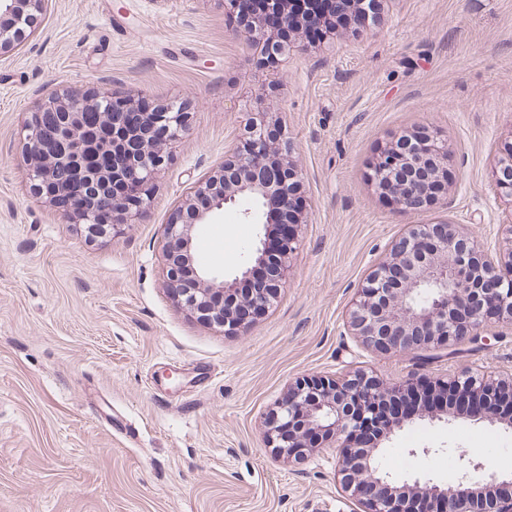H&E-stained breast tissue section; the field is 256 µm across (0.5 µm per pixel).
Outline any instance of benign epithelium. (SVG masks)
Instances as JSON below:
<instances>
[{"instance_id": "7a95c632", "label": "benign epithelium", "mask_w": 512, "mask_h": 512, "mask_svg": "<svg viewBox=\"0 0 512 512\" xmlns=\"http://www.w3.org/2000/svg\"><path fill=\"white\" fill-rule=\"evenodd\" d=\"M48 0H0V54L12 51L30 35L37 17ZM266 6L280 15L285 27L296 24L285 9L287 0H265ZM244 37L264 53L280 55L289 42L278 38L265 14L256 13L244 23ZM131 100L107 90L82 93L75 89H49L26 122L21 151L30 166L34 183H56V190L67 194L72 183L80 181L93 201L108 204L115 228L133 224L145 208L147 186L163 162L152 127L160 116L176 141L189 131V112L185 103H171L158 114H146L143 126L124 134L137 152L122 170H108L98 162L109 148V132L123 125ZM94 110L100 125L88 129L83 114ZM55 112L60 120L53 141H47L41 116ZM265 113L249 118L243 139L230 148V158L198 186L193 196L177 207L165 225L164 285L176 303L193 308L200 322L221 332L246 328L233 319L229 303L236 297L233 284L251 278L260 265L270 264L263 287L247 298L256 314L266 312L275 302L288 274L290 257L297 249L299 228L305 223L307 207L297 208L293 192H302L297 166L284 160V168L274 169L268 162L273 148L266 137ZM432 140L421 131L408 139L401 135L378 153L374 167L389 174L375 185L379 194L402 212L445 203L448 194V155L436 146L428 153L419 142ZM133 179L141 188L139 200L119 206L101 195L110 182ZM497 187L512 205V144L504 149L497 171ZM279 206L278 223L288 225L279 239V256L269 263L268 241L271 224L270 204ZM228 206H236L244 221L262 227L263 234L248 251L232 282L215 275L194 260L196 231L212 223ZM78 223L100 234L97 210L82 209ZM189 265L193 287H180L183 265ZM512 329V248L505 253L484 249L462 237L446 222L410 224L389 253L378 260L357 291L352 303L348 328L379 354L412 352L426 348L450 349L465 341L481 343L492 325ZM421 383L443 390L481 396L485 409L471 414L476 420L501 423L500 408L512 407V372L508 378L472 375L429 377L416 371L405 387L395 388L380 378L356 372L347 378L330 374L307 375L288 384L266 422L269 447L286 457H304L324 448L339 449L340 483L353 505V512H512V494L485 497L476 488L509 482L495 473L476 482L470 471L483 464L473 460L451 484L432 479L391 480L377 461L378 437H370L369 447L355 446L359 432L371 431L380 422L383 410L404 392Z\"/></svg>"}]
</instances>
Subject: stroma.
I'll list each match as a JSON object with an SVG mask.
<instances>
[{
    "instance_id": "obj_1",
    "label": "stroma",
    "mask_w": 512,
    "mask_h": 512,
    "mask_svg": "<svg viewBox=\"0 0 512 512\" xmlns=\"http://www.w3.org/2000/svg\"><path fill=\"white\" fill-rule=\"evenodd\" d=\"M224 2L50 0L27 42L0 55V512H350L335 449L298 460L267 445L290 380L512 368L505 328L480 348L385 356L345 330L405 225L448 221L512 247L495 184L512 143V0H381L376 21L296 45L272 68ZM99 84L188 103L190 130L164 147L143 217L90 238L37 198L19 142L43 90ZM254 112L288 144L312 208L274 305L227 335L169 297L163 233ZM421 130L448 153V204L403 214L375 191L372 166ZM259 232L230 209L196 247L230 280ZM464 458L512 475V427L422 417L378 452L398 480L450 483Z\"/></svg>"
}]
</instances>
